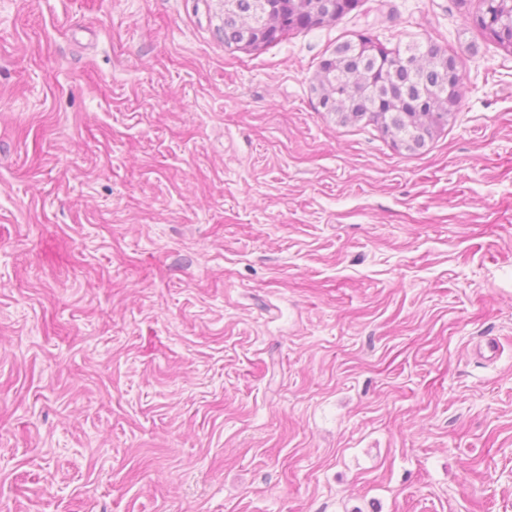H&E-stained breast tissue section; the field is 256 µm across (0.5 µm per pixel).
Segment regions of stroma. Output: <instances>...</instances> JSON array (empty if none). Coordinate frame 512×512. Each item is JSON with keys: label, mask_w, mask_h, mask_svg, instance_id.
Wrapping results in <instances>:
<instances>
[{"label": "stroma", "mask_w": 512, "mask_h": 512, "mask_svg": "<svg viewBox=\"0 0 512 512\" xmlns=\"http://www.w3.org/2000/svg\"><path fill=\"white\" fill-rule=\"evenodd\" d=\"M474 0L224 44L223 0H0V512H512V55ZM457 52L420 151L319 111ZM451 54L432 40L390 49L371 33L359 34L357 41L336 45L321 60L320 82L330 89L319 97L321 108L333 112L342 125L366 118L395 146L415 152L458 109V94L448 97V83L461 80ZM449 71H454L451 78Z\"/></svg>", "instance_id": "stroma-1"}]
</instances>
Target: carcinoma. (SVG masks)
Segmentation results:
<instances>
[{
	"label": "carcinoma",
	"instance_id": "obj_1",
	"mask_svg": "<svg viewBox=\"0 0 512 512\" xmlns=\"http://www.w3.org/2000/svg\"><path fill=\"white\" fill-rule=\"evenodd\" d=\"M361 0H231L224 12V45H241L261 28L280 25L267 40L273 44L293 31L309 30V15L318 10L335 22L357 10ZM475 23L492 30L493 41L512 54V0H481ZM321 84L329 87L319 99L322 109L339 124L368 120L396 146L415 152L448 125L458 109V94L448 83L461 78L458 62L447 48L432 40L388 48L377 37L362 33L355 41L336 45L321 60Z\"/></svg>",
	"mask_w": 512,
	"mask_h": 512
}]
</instances>
